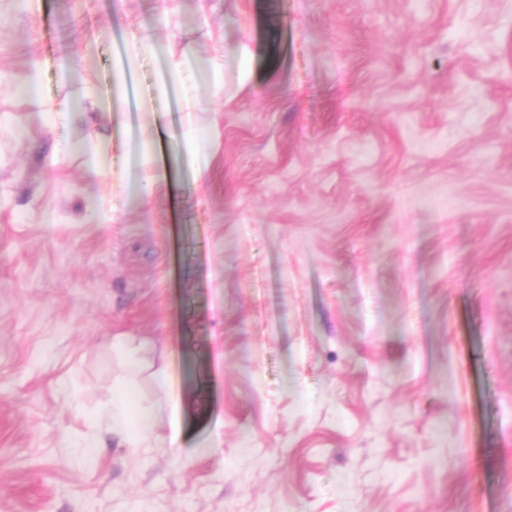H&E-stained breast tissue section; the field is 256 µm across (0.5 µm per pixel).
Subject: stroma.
Returning <instances> with one entry per match:
<instances>
[{
    "label": "stroma",
    "mask_w": 512,
    "mask_h": 512,
    "mask_svg": "<svg viewBox=\"0 0 512 512\" xmlns=\"http://www.w3.org/2000/svg\"><path fill=\"white\" fill-rule=\"evenodd\" d=\"M121 335L181 447L78 448ZM0 512H512V0H0ZM176 34H170L169 56L167 59L168 75L175 81L176 87L179 89L180 102L183 106L190 100L197 101L198 86L194 83H187L182 79L183 72L192 62L193 55L188 50H183L180 54L175 51Z\"/></svg>",
    "instance_id": "stroma-1"
}]
</instances>
